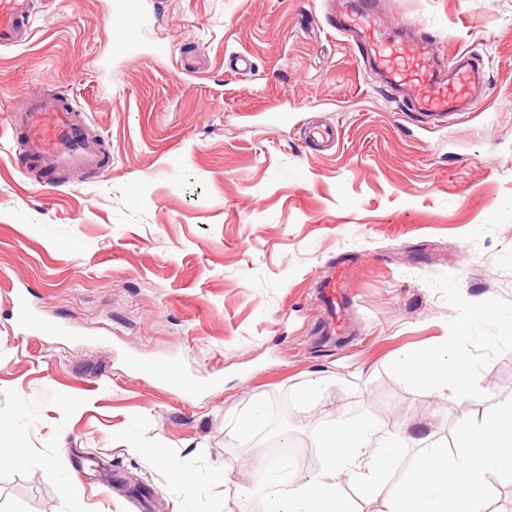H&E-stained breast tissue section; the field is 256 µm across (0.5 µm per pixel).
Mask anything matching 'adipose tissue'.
Masks as SVG:
<instances>
[{"mask_svg":"<svg viewBox=\"0 0 512 512\" xmlns=\"http://www.w3.org/2000/svg\"><path fill=\"white\" fill-rule=\"evenodd\" d=\"M409 439L404 419L331 421L321 437L324 467L287 478L279 467L267 466L258 494L266 512H349L343 485L361 480L384 490L383 477L398 464L399 450Z\"/></svg>","mask_w":512,"mask_h":512,"instance_id":"1","label":"adipose tissue"}]
</instances>
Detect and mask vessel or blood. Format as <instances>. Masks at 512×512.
Segmentation results:
<instances>
[{
	"label": "vessel or blood",
	"instance_id": "b4317fda",
	"mask_svg": "<svg viewBox=\"0 0 512 512\" xmlns=\"http://www.w3.org/2000/svg\"><path fill=\"white\" fill-rule=\"evenodd\" d=\"M343 9L330 21L337 33L350 37L359 56L370 58L386 72L388 87L408 89L401 107L428 122L455 118L456 104L467 98V88L482 70L476 58L439 61L430 37L410 43L388 35L379 28L376 0H342ZM33 0H0V49L25 44L31 32ZM140 0H115L107 18L108 26L126 19H141ZM9 128L16 145V158L23 169L39 174L44 185L70 170L102 172L112 165L106 151L84 114L71 104L66 92L31 95L24 106L9 115ZM309 144L318 151L336 145V130L311 126L306 130ZM345 271L329 274L322 283V300L330 325L342 326Z\"/></svg>",
	"mask_w": 512,
	"mask_h": 512
}]
</instances>
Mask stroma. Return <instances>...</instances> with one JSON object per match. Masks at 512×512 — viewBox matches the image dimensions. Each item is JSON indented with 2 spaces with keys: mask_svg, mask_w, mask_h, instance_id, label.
I'll return each mask as SVG.
<instances>
[{
  "mask_svg": "<svg viewBox=\"0 0 512 512\" xmlns=\"http://www.w3.org/2000/svg\"><path fill=\"white\" fill-rule=\"evenodd\" d=\"M324 2L144 0L158 16L122 54L111 0H37L29 41L0 52V436L27 458L0 466V512H263L253 461L269 434L243 448L234 434L255 398L268 419L289 400L280 467L298 474L324 465L322 406L408 419L414 452L512 397V353L465 408L387 370L448 333L430 277L512 300V0H381L383 29L483 61L479 108L430 133ZM61 87L112 166L45 189L18 168L7 118ZM314 124L336 126L334 151L307 147ZM340 266L336 336L317 283ZM19 290L72 334L19 329ZM313 382L323 405L297 399Z\"/></svg>",
  "mask_w": 512,
  "mask_h": 512,
  "instance_id": "stroma-1",
  "label": "stroma"
}]
</instances>
